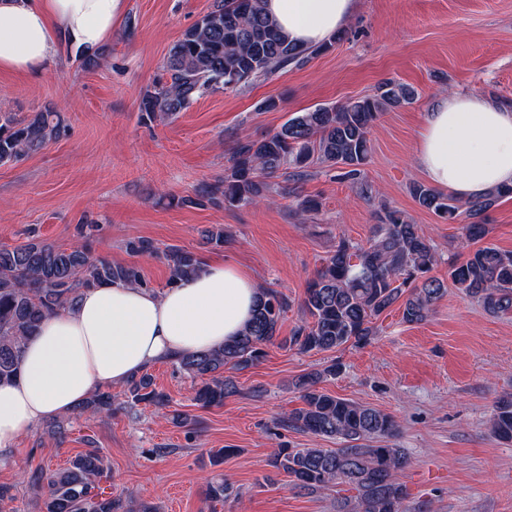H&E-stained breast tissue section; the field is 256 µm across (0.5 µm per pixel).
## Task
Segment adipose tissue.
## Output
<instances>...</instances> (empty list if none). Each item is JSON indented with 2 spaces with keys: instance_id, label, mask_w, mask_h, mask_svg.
<instances>
[{
  "instance_id": "obj_1",
  "label": "adipose tissue",
  "mask_w": 512,
  "mask_h": 512,
  "mask_svg": "<svg viewBox=\"0 0 512 512\" xmlns=\"http://www.w3.org/2000/svg\"><path fill=\"white\" fill-rule=\"evenodd\" d=\"M125 0H0V70L41 74L58 39L99 51ZM288 36L318 45L342 30L356 0H265ZM415 164L428 181L461 199L512 184V110L481 95L438 98L425 115ZM258 285L230 261L160 291L113 284L47 318L26 346L17 378L0 383V461L40 422L73 410L97 390L156 363L213 350L252 316Z\"/></svg>"
}]
</instances>
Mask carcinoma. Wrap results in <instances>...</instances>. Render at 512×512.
<instances>
[{
	"label": "carcinoma",
	"instance_id": "cac0c4a2",
	"mask_svg": "<svg viewBox=\"0 0 512 512\" xmlns=\"http://www.w3.org/2000/svg\"><path fill=\"white\" fill-rule=\"evenodd\" d=\"M342 37L339 32L328 43L303 47L289 40L268 16L264 0H216L213 9L169 49L162 73L142 93L141 120L163 122L187 111L206 94L238 92L289 66L300 67ZM416 97L413 88L385 79L369 96L299 112L259 139L238 141L224 178L201 187L193 197L178 199L177 204L239 207L275 193L293 197L301 213L314 211L319 208L316 199L272 178L287 169L288 179L298 183L317 165L340 170V179L371 203L376 190L365 172L370 131L383 111L411 104ZM66 131L61 113L50 108L22 117L0 113V164L37 153ZM408 190L419 206L450 224L461 216L469 220L462 241L465 259L450 266L448 278L485 311L511 314L512 251L478 242L486 237L488 211L498 199L512 196V185L473 200L450 197L419 181L411 182ZM375 218L366 241L338 239L308 282L300 302L304 319L288 338L279 340L280 322L290 307L287 297L261 288L252 319L239 336L220 349L173 360L200 381L194 397L198 406H218L236 395V381L225 371L257 365L266 348L277 341L301 353L361 347L376 336L375 321L397 303L407 323L429 317L447 292L444 282L431 275L438 262L434 244L398 209L381 203ZM97 230L93 222L77 225L78 241L70 245L36 237L14 246L0 245V381L18 375L25 346L43 320L74 308L85 291L113 283L150 288L139 266L91 253L89 241ZM226 237L222 225L203 231L204 244L213 250L223 249ZM124 248L131 255L158 252L153 241L139 236L127 238ZM162 257L169 269L168 288L196 276L204 266L199 254L178 246L167 247ZM338 371L339 365L333 363L298 377L295 388L302 406L285 413L281 423L337 439L342 446L279 448L269 465L283 472L299 492L348 487L352 495L336 498L334 512H407V488L397 475L409 466V458L392 443L400 424L381 409L324 392L323 378ZM142 404L159 410L169 404L168 395L155 387L148 372L126 382L124 408L132 411ZM113 406L112 392L97 390L76 410L94 417L112 414ZM491 431L512 438V396L496 401ZM105 477L101 450L89 448L66 467L33 471L28 482L39 496V512H159L134 498L112 496L102 486ZM233 493V485L218 478L208 483L206 500L215 506Z\"/></svg>",
	"mask_w": 512,
	"mask_h": 512
}]
</instances>
